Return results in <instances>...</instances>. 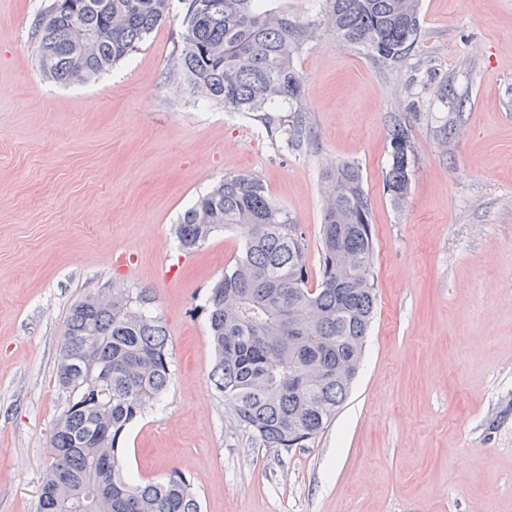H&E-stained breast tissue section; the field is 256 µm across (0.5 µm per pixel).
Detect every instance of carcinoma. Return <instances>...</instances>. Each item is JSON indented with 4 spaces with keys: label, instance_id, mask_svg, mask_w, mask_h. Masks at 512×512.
<instances>
[{
    "label": "carcinoma",
    "instance_id": "1",
    "mask_svg": "<svg viewBox=\"0 0 512 512\" xmlns=\"http://www.w3.org/2000/svg\"><path fill=\"white\" fill-rule=\"evenodd\" d=\"M171 0H53L38 26L39 67L59 84L85 82L134 52L169 13ZM263 0H185L174 79L260 122L287 148L311 146L295 54L324 24L343 43L395 64L418 47L421 0H326L323 23L303 22ZM287 104L285 114H271ZM406 111L390 116L392 163L384 190L410 192L415 142ZM319 282L309 285L308 242L294 217L243 173L224 175L184 212L174 234L191 251L219 230L241 248L210 288L205 310L215 354L210 379L238 427L265 448H303L347 400L375 313L371 207L360 166L337 161L321 174ZM146 289L88 294L70 310L57 365L66 405L49 437L38 512H201L178 469L134 479L119 442L147 404L166 393L171 353ZM86 357L93 370H78ZM99 403L79 407L85 391Z\"/></svg>",
    "mask_w": 512,
    "mask_h": 512
}]
</instances>
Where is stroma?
Here are the masks:
<instances>
[{"label":"stroma","mask_w":512,"mask_h":512,"mask_svg":"<svg viewBox=\"0 0 512 512\" xmlns=\"http://www.w3.org/2000/svg\"><path fill=\"white\" fill-rule=\"evenodd\" d=\"M50 0H0V512H37L64 323L88 294L145 288L172 382L120 446L127 469H178L202 512H512V0H421L419 48L387 67L329 28L294 59L314 147L170 78L182 0L129 57L60 85L38 65ZM448 82V99L422 92ZM418 97L410 194L383 190L389 116ZM454 120L447 149L436 132ZM361 168L377 306L351 394L306 447L255 444L210 380L203 304L236 232L195 251L174 227L227 173L260 179L305 234L319 272L320 175Z\"/></svg>","instance_id":"35a3bbf8"}]
</instances>
